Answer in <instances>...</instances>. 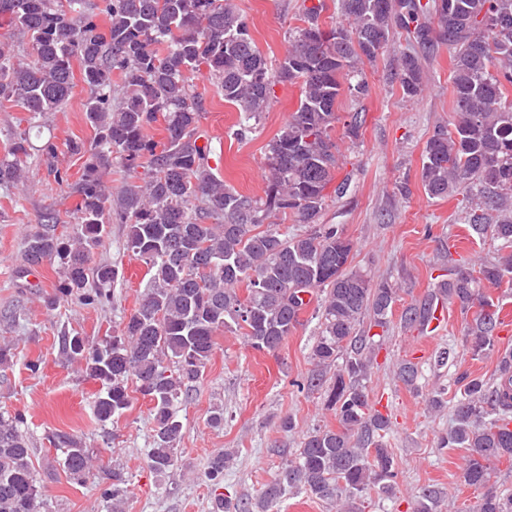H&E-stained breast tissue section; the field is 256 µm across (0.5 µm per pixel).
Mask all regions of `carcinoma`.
<instances>
[{"mask_svg": "<svg viewBox=\"0 0 512 512\" xmlns=\"http://www.w3.org/2000/svg\"><path fill=\"white\" fill-rule=\"evenodd\" d=\"M347 26L327 30L326 0H301L299 21L276 74L250 35L233 0H0V28L27 46L31 61L15 62V44L0 43V104L30 114L60 112L76 86L86 85L83 112L94 131L90 144L71 140L67 150L85 158L78 180L67 183L78 197L80 224L72 235L57 233L56 212L24 241V268L55 262L59 280L45 295L49 308L75 295L86 307L112 302L118 270L91 265L107 225L126 229V249L148 268L150 278L138 308L119 334L91 345L63 334L60 355L77 363L102 390L95 418L105 426L132 406L134 395L150 397L154 420L148 466L163 474L176 461L183 424L175 406L190 398L224 331H243L256 351L278 350L315 304L318 333L310 349L311 373L300 389L322 391L338 423L318 428L296 457L267 486L257 512H268L285 494L303 491L336 512H362L370 491L392 494L399 471L385 436L389 415L375 408L367 388L375 361L370 329L390 325L397 289L376 284L350 268L353 242L321 218L326 190L338 164L331 131L336 100L346 91L368 92L363 66L376 62L398 29L408 48L399 53L390 78L415 98L424 86L422 58L444 43L453 50L452 128L428 139L420 178L432 199L456 194L466 201L465 220L478 235L491 233L512 246V0H334ZM437 18L432 27L431 17ZM206 71L224 102L239 111L236 136L252 132L268 112L280 83L301 84L296 110L267 144L268 185L255 199L224 184L209 166L210 147L199 144L201 98L187 74ZM164 141L150 135L158 118ZM30 132L15 135L12 159L0 161V187L26 179ZM119 160L141 176L112 193L103 179ZM293 215L305 231L281 222ZM512 282V254L470 268H448L442 287L407 305L400 322L425 327L438 302L465 315L464 343L473 357L497 354L496 378L464 375L452 406L453 425L441 448H462V479L478 493L472 512H512V490L492 484L496 465L512 462V348H497L501 309L483 283ZM247 295L240 298L238 290ZM369 328L357 335V326ZM336 369L332 377L327 371ZM397 379L417 388L418 364L401 361ZM20 414L0 413V512H41L43 486L22 432ZM65 472L87 477L93 456L82 440L57 431ZM232 454L213 458L208 478L219 485ZM101 495L121 512L126 490L112 469ZM446 491L418 489L411 512H442Z\"/></svg>", "mask_w": 512, "mask_h": 512, "instance_id": "carcinoma-1", "label": "carcinoma"}]
</instances>
